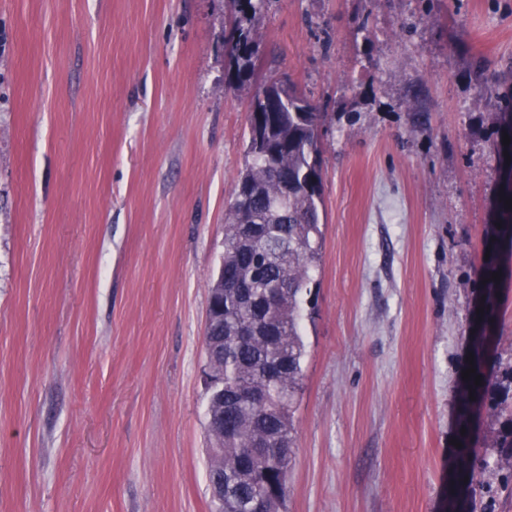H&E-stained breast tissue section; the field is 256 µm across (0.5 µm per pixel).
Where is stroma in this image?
I'll return each mask as SVG.
<instances>
[{
	"label": "stroma",
	"instance_id": "35a3bbf8",
	"mask_svg": "<svg viewBox=\"0 0 512 512\" xmlns=\"http://www.w3.org/2000/svg\"><path fill=\"white\" fill-rule=\"evenodd\" d=\"M233 19L0 0V512H214L208 285L272 78L326 114L284 512H442L512 0H267L243 87Z\"/></svg>",
	"mask_w": 512,
	"mask_h": 512
}]
</instances>
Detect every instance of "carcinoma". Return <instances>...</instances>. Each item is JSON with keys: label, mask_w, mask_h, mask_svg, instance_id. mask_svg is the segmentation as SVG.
<instances>
[{"label": "carcinoma", "mask_w": 512, "mask_h": 512, "mask_svg": "<svg viewBox=\"0 0 512 512\" xmlns=\"http://www.w3.org/2000/svg\"><path fill=\"white\" fill-rule=\"evenodd\" d=\"M237 16L224 41L229 74L238 80L255 68V23L265 0H234ZM505 89L504 107L496 113L498 136L510 132L505 117L512 116V68L498 74ZM281 108L263 117L270 135L262 148L247 144L251 157L238 185L251 183L256 192L243 207L230 202L224 228V256L210 287L221 281L238 282L247 300L235 292L213 297V322L205 327L203 347L209 378L208 410L224 411V434L209 432L213 448L210 480H224V508L220 512H281L287 496L294 431V400L300 389L305 344L300 326L304 292L320 250L321 173L317 125L321 113L306 98L282 86ZM512 190L497 189L493 201L496 223L488 225L484 249L490 256L480 268L481 288L489 323L497 326L504 244L512 241V208L505 201ZM258 228L244 238L241 225ZM499 274L500 280L492 279ZM471 374L459 387L458 426L461 447L450 462L447 512H486L475 499L456 494L457 485L477 483L479 449L471 441L474 412L487 410L502 425L490 447L496 449L503 472V488L512 487V364H490L483 346L471 343ZM281 367L277 375L268 368ZM481 376V384H474Z\"/></svg>", "instance_id": "carcinoma-1"}]
</instances>
